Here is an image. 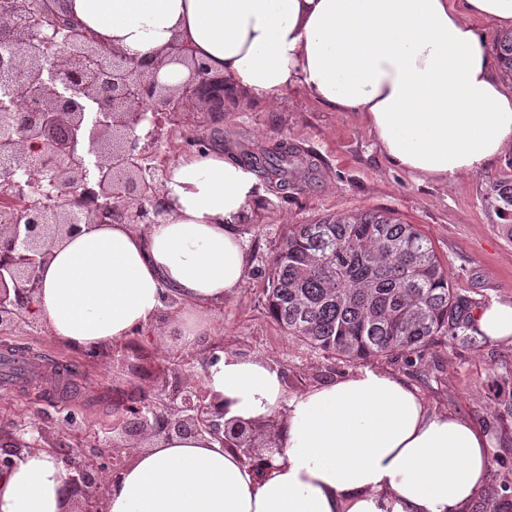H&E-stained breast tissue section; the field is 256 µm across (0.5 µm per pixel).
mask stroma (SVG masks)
I'll return each instance as SVG.
<instances>
[{"label":"stroma","instance_id":"1","mask_svg":"<svg viewBox=\"0 0 512 512\" xmlns=\"http://www.w3.org/2000/svg\"><path fill=\"white\" fill-rule=\"evenodd\" d=\"M194 137L235 159L282 142L314 163L309 179L284 191L263 185L252 200L238 226L247 249V275L235 295L211 309L214 336L200 350L177 353L166 334L170 311L165 308L156 331L127 337L119 352L92 359L55 342L44 324L20 323L0 333V342L46 350L67 361L83 391L67 402L41 401L32 393L0 395V427L34 423L51 446L65 451L79 445L109 447L120 437L116 426L125 407L161 397L162 385L173 377L201 380L209 349L272 362L289 394L352 374L355 367L345 358L290 340L265 309L272 259L294 224L344 213L387 214L416 225L430 240L450 287L487 304L512 298V242L482 205L489 184L512 175V151L453 183L422 181L380 151L360 114L336 112L292 92L273 107L248 95L227 112L201 109L184 124H163L149 141L145 166L166 168ZM504 360L512 361L511 342L478 350L441 343L424 349L420 359L410 362L394 353L375 366L404 378L432 409L454 411L489 434L499 459L486 478L491 485L497 474L512 475V426L501 424L504 405L512 401V372H488L491 363Z\"/></svg>","mask_w":512,"mask_h":512}]
</instances>
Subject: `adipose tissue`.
<instances>
[{
    "label": "adipose tissue",
    "mask_w": 512,
    "mask_h": 512,
    "mask_svg": "<svg viewBox=\"0 0 512 512\" xmlns=\"http://www.w3.org/2000/svg\"><path fill=\"white\" fill-rule=\"evenodd\" d=\"M64 2L127 55L176 41L268 105L294 91L361 113L390 161L422 179L476 174L512 150V84L482 33L512 29V0ZM258 191L222 149L179 154L156 223L85 224L52 247L28 320L63 345L106 350L156 326L168 296L178 347H196L214 333L211 307L245 279L237 222ZM473 327L512 339V299L476 309ZM202 381L225 420L274 423L269 468L174 433L105 477L107 512H462L490 467L485 431L379 369L290 395L269 361L225 354ZM67 474L50 449L21 452L0 469V512H67Z\"/></svg>",
    "instance_id": "obj_1"
}]
</instances>
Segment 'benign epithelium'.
Segmentation results:
<instances>
[{"label": "benign epithelium", "mask_w": 512, "mask_h": 512, "mask_svg": "<svg viewBox=\"0 0 512 512\" xmlns=\"http://www.w3.org/2000/svg\"><path fill=\"white\" fill-rule=\"evenodd\" d=\"M169 64L188 69L182 85L160 81ZM241 97L185 45L140 59L80 36L62 0H0V331L23 320L37 273L63 236L108 220L155 223L160 209L144 200L156 172L142 165L139 128L184 123L191 101L222 112ZM206 399L202 382L179 380L165 394L163 413L138 407L121 434L130 442L207 432L233 447L224 412ZM43 439L35 426L0 429V469ZM126 458L116 443L105 457L78 449L67 458L76 512H104L102 471L118 473Z\"/></svg>", "instance_id": "7a95c632"}]
</instances>
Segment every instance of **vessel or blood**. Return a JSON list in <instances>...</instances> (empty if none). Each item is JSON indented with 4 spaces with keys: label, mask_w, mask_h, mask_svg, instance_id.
<instances>
[{
    "label": "vessel or blood",
    "mask_w": 512,
    "mask_h": 512,
    "mask_svg": "<svg viewBox=\"0 0 512 512\" xmlns=\"http://www.w3.org/2000/svg\"><path fill=\"white\" fill-rule=\"evenodd\" d=\"M38 380L46 393L57 391L60 383L71 382L67 365L47 363L41 355L18 345L0 347V393L13 394Z\"/></svg>",
    "instance_id": "obj_1"
}]
</instances>
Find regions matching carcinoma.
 I'll return each instance as SVG.
<instances>
[{
  "mask_svg": "<svg viewBox=\"0 0 512 512\" xmlns=\"http://www.w3.org/2000/svg\"><path fill=\"white\" fill-rule=\"evenodd\" d=\"M496 50L512 76V32L497 37ZM240 163L281 186L312 167L280 143ZM482 203L512 240V178L492 182ZM479 305L449 286L414 225L378 211L294 225L273 259L265 293L268 314L288 337L356 363L395 352L417 356L442 337L478 348L471 317ZM471 512H512V478L502 477Z\"/></svg>",
  "mask_w": 512,
  "mask_h": 512,
  "instance_id": "cac0c4a2",
  "label": "carcinoma"
}]
</instances>
